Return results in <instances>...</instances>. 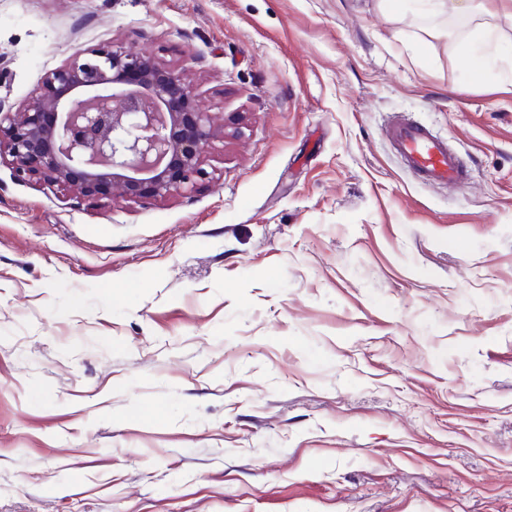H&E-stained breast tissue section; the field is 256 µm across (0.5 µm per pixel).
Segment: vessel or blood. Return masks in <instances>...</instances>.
<instances>
[{
    "instance_id": "vessel-or-blood-1",
    "label": "vessel or blood",
    "mask_w": 512,
    "mask_h": 512,
    "mask_svg": "<svg viewBox=\"0 0 512 512\" xmlns=\"http://www.w3.org/2000/svg\"><path fill=\"white\" fill-rule=\"evenodd\" d=\"M386 135L406 167L422 180L451 188L468 183L470 173L460 156L428 126L398 119L390 123Z\"/></svg>"
}]
</instances>
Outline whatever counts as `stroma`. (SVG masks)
<instances>
[{
	"label": "stroma",
	"mask_w": 512,
	"mask_h": 512,
	"mask_svg": "<svg viewBox=\"0 0 512 512\" xmlns=\"http://www.w3.org/2000/svg\"><path fill=\"white\" fill-rule=\"evenodd\" d=\"M426 8L0 0L4 110L114 40L227 133L158 201L0 164V512H512V17ZM386 136L406 167L422 180L448 188L468 183L469 169L460 156L428 126L397 119L387 127Z\"/></svg>",
	"instance_id": "stroma-1"
}]
</instances>
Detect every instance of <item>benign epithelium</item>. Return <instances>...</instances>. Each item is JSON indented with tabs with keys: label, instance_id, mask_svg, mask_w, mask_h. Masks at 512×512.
<instances>
[{
	"label": "benign epithelium",
	"instance_id": "1",
	"mask_svg": "<svg viewBox=\"0 0 512 512\" xmlns=\"http://www.w3.org/2000/svg\"><path fill=\"white\" fill-rule=\"evenodd\" d=\"M224 137L182 71L113 44L67 59L22 107L0 109V160L79 203L191 193L212 179L202 145Z\"/></svg>",
	"mask_w": 512,
	"mask_h": 512
}]
</instances>
